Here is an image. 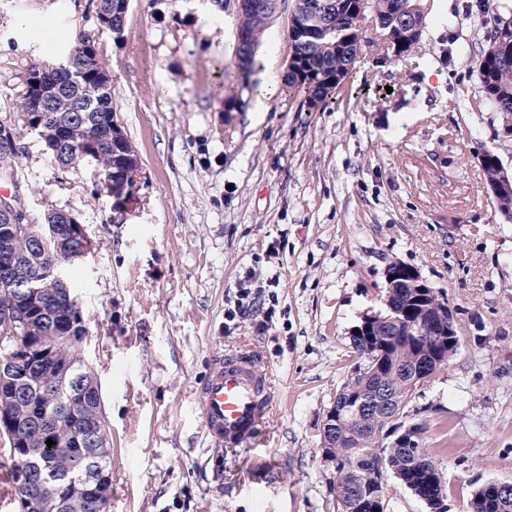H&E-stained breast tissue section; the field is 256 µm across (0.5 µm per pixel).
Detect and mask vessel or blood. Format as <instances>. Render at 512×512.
I'll return each instance as SVG.
<instances>
[{"label": "vessel or blood", "mask_w": 512, "mask_h": 512, "mask_svg": "<svg viewBox=\"0 0 512 512\" xmlns=\"http://www.w3.org/2000/svg\"><path fill=\"white\" fill-rule=\"evenodd\" d=\"M194 399L204 432L215 447H247L266 425L274 387L255 354L232 352L213 360Z\"/></svg>", "instance_id": "b4317fda"}]
</instances>
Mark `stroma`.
I'll return each mask as SVG.
<instances>
[{
  "instance_id": "stroma-1",
  "label": "stroma",
  "mask_w": 512,
  "mask_h": 512,
  "mask_svg": "<svg viewBox=\"0 0 512 512\" xmlns=\"http://www.w3.org/2000/svg\"><path fill=\"white\" fill-rule=\"evenodd\" d=\"M200 2L130 0L116 41L95 0H0V117L15 113L30 60L57 61L84 32L142 164L123 217L94 193L93 164L59 169L33 133L17 176L0 177V196L70 211L90 241L66 272L112 435L107 512H338L322 423L393 263L455 315L458 350L403 421L426 424L450 512H468L475 488L512 482V222L480 163L491 150L512 173L477 76L492 0H419L425 28L399 58L364 21L348 79L318 112L284 87L295 0H279L232 112L236 14L204 24ZM244 280L260 302L227 320ZM243 348L269 373L274 407L257 447L218 448L191 392Z\"/></svg>"
}]
</instances>
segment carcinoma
I'll return each mask as SVG.
<instances>
[{"mask_svg":"<svg viewBox=\"0 0 512 512\" xmlns=\"http://www.w3.org/2000/svg\"><path fill=\"white\" fill-rule=\"evenodd\" d=\"M374 19L382 22L384 31L395 41H412L405 37L407 29L394 18L399 0H369ZM124 12L121 0H100L96 12L99 30L114 39L123 37L125 21L117 17V26L105 19L112 10ZM512 12V4L498 5L494 26L487 38V45L478 60V79L488 105L499 114L500 121L512 124V29L502 31V18ZM237 31L250 36L253 46L259 40L269 16L262 13L237 15ZM294 54L301 55L302 71H289L284 86L288 92L304 99L308 111L316 112L325 107L340 86L336 73L347 72L356 53L340 46L333 47L331 40L303 38L290 35ZM104 66L97 58L95 41L80 33L74 41L73 52L53 72L46 69V62L33 61L24 75L23 91L17 103L19 118L0 120V127L13 128L16 140L24 131L37 133L43 142L50 161L61 169L72 168L86 158H91L98 170L94 192L107 197L112 209L123 212L127 206L138 202L132 193H117L119 183L132 187L141 178V164L123 165L118 155L129 149L130 140L122 135L120 142L112 141V129L117 125L112 106L111 88H103L98 76ZM50 92L49 109L35 110L38 95ZM483 170L487 180L494 184L501 178L499 157L484 154ZM16 219L21 224H36L34 217L18 195L11 200ZM79 247L75 241L58 246L49 242L46 250L35 260L39 278L37 299L24 301L16 288L0 287V324L7 316L27 320L34 330L21 337L22 351L13 355L9 365L11 390L16 398L8 410L6 426L0 435L8 438L11 467L8 470L10 487L18 489L29 470L34 472L37 492L45 505V512H92L82 498L69 493L70 486L88 477L101 478L112 486V444L101 446L92 439L78 444L82 435L79 424L99 412V397L95 390L85 393L65 384L63 372L90 381L93 373L83 359L80 343L87 334L85 319L79 299L69 290L62 291L56 273L64 265L76 262L73 251ZM417 289L402 288L397 294L395 309L413 310L406 319H418L423 310L413 301ZM71 336L67 343L51 339L54 330ZM385 342L384 357L387 364L405 362L414 355L431 352L438 347L437 336H416L407 342L381 337ZM384 382L393 402L407 406L414 391L404 380L385 373ZM357 385L350 377L336 392V402L345 408L342 419L344 436L336 437L333 460L336 461V492L340 512H358L348 500L351 487L365 477L364 459L389 464L387 472L420 500H432L444 495L445 476L442 464L428 449L421 446L408 448L399 442L384 444L374 441L363 445L358 441L365 431L376 426L396 430L400 419L383 424L372 415L358 413L352 407L347 392ZM55 441L47 446V440ZM469 512H512V500L498 504L478 487L472 494Z\"/></svg>","mask_w":512,"mask_h":512,"instance_id":"cac0c4a2","label":"carcinoma"}]
</instances>
